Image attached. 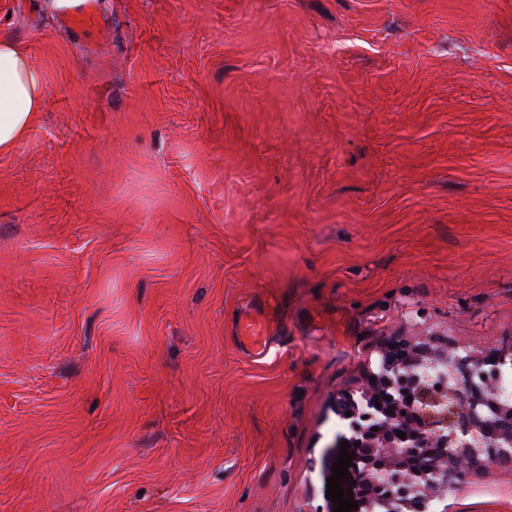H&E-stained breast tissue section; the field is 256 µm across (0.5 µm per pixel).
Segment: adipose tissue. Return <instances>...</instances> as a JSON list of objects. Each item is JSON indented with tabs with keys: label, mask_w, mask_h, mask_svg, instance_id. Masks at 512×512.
<instances>
[{
	"label": "adipose tissue",
	"mask_w": 512,
	"mask_h": 512,
	"mask_svg": "<svg viewBox=\"0 0 512 512\" xmlns=\"http://www.w3.org/2000/svg\"><path fill=\"white\" fill-rule=\"evenodd\" d=\"M47 84L42 70L18 43L0 39V153H7L29 132L43 110Z\"/></svg>",
	"instance_id": "obj_1"
}]
</instances>
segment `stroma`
Segmentation results:
<instances>
[{
	"mask_svg": "<svg viewBox=\"0 0 512 512\" xmlns=\"http://www.w3.org/2000/svg\"><path fill=\"white\" fill-rule=\"evenodd\" d=\"M51 2L0 0V512H326L389 337L512 356V0ZM96 14V1L84 0L81 12L78 15L66 18L65 26L74 27L87 33L92 30L95 24ZM47 84L42 70L18 43L0 39V153L24 138L44 108ZM273 323L256 308H245L236 321V333L241 343L249 347L254 355L265 353Z\"/></svg>",
	"mask_w": 512,
	"mask_h": 512,
	"instance_id": "35a3bbf8",
	"label": "stroma"
}]
</instances>
